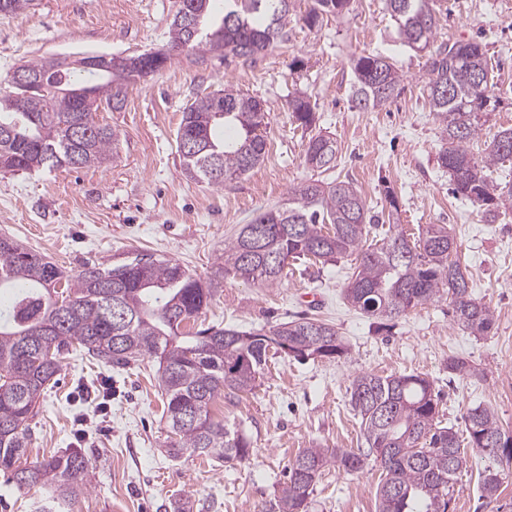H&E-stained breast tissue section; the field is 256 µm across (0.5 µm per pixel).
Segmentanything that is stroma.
<instances>
[{
	"instance_id": "35a3bbf8",
	"label": "stroma",
	"mask_w": 512,
	"mask_h": 512,
	"mask_svg": "<svg viewBox=\"0 0 512 512\" xmlns=\"http://www.w3.org/2000/svg\"><path fill=\"white\" fill-rule=\"evenodd\" d=\"M312 4L292 0L287 39L255 64L216 53L198 64L181 56L131 85L122 110L99 109L98 121L119 134L106 165L0 171V234L69 275L88 262L112 267L151 254L210 276L225 241L311 177L303 161L310 133L287 105L289 96L303 94L315 107L317 130L339 146L327 179L351 180L380 221L397 210L399 230L411 237L429 224L448 225L475 297L494 313V328L475 336L458 327L444 297L382 325L343 298L351 257L289 263L272 288L225 278L199 321L249 330L305 312L336 326L346 354L331 361L273 356L253 391L220 399L225 425L250 442L242 464L167 456L153 358L122 369L67 356L60 383L40 404L25 457L33 462L84 446L91 489L68 512H172L179 497L190 498L193 512H275L286 467L299 451L358 447L360 419L349 387L362 371L427 377L440 392V420L459 438L467 436L462 416L476 404L492 407L512 428V207L489 223L479 204L453 193L438 163L443 142L424 88L427 54L404 44L386 0H350L345 12L313 28L304 22ZM432 6L439 41L479 42L492 66L482 131L471 146L480 157L498 130L512 127V0H432ZM177 9L178 0H37L30 14L0 15V76L42 57L165 48ZM368 52L390 59L402 77L401 93L362 111L352 101L351 60ZM227 84L264 101L267 155L258 168L217 188L185 176L176 132L184 108ZM452 357L468 361L477 375L450 374ZM467 458L453 512L512 506V466L502 471L498 504L489 505L480 497L486 462L472 451ZM379 475L372 464L354 474L325 470L308 512H377Z\"/></svg>"
}]
</instances>
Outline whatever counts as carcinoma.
Segmentation results:
<instances>
[{
	"label": "carcinoma",
	"instance_id": "obj_1",
	"mask_svg": "<svg viewBox=\"0 0 512 512\" xmlns=\"http://www.w3.org/2000/svg\"><path fill=\"white\" fill-rule=\"evenodd\" d=\"M349 0H314L304 18L312 27L325 13L338 14ZM34 0H0V15L28 12ZM400 35L410 47L430 50L426 90L446 147L438 162L450 177L453 192L484 206L495 221L499 209L512 204V184L498 183L490 169L512 157V128L498 131L481 158L469 143L481 132L479 111L489 93V64L481 44L456 41L435 45L438 23L430 0H388ZM199 32L189 38L178 20L169 28L170 48L188 52L194 61L211 53L254 61L283 41L289 4L286 0H225L215 18L213 0H190ZM113 57L112 71H72L55 58L24 64L40 73L43 91L14 84L13 72L0 79L1 171L99 167L112 159L118 133L96 121V111L82 112L80 92H100L99 105L123 108L131 80L154 74L152 62L128 68ZM353 102L373 109L392 98L401 75L379 54L351 61ZM296 122L310 127L315 112L304 96L288 100ZM263 103L225 86L194 100L182 112L178 151L187 177L211 186L239 178L265 160L267 143ZM336 141L320 133L309 137L306 166L323 173L334 167ZM366 201L349 180L309 179L288 192L280 205L257 215L224 244L213 275L202 278L170 259L135 257L110 268L85 264L67 276L55 263L20 242L0 236V290L11 289L0 302V472L9 473L17 489L41 487L44 508L68 507L90 487V461L80 448H70L21 466L31 439L35 406L58 384L62 360L72 351L127 367L140 358L156 359L163 400L162 417L172 434L166 453L212 456L226 463L250 457V443L212 412L221 396L252 391L267 364L268 340L285 337L294 358H327L345 354L338 332L317 317L282 322L265 332L231 326H199L187 322L205 309L227 276L280 283L291 260L315 258L334 262L357 253V263L344 291L346 302L361 313L394 321L407 310L448 294L455 324L474 335L494 326V312L473 296L466 269L456 259L458 246L446 224H430L422 236L408 239L392 231L367 243ZM433 383L417 374L380 376L361 372L350 386V404L360 416L356 448H305L288 466L280 487L278 512H307L308 500L325 469L355 473L370 462L382 470L376 491L378 512H448L458 474L467 464L457 434L440 425ZM470 448L488 460L481 473L482 497L493 503L503 493L492 439L511 436L491 408L473 405L464 415Z\"/></svg>",
	"mask_w": 512,
	"mask_h": 512
}]
</instances>
